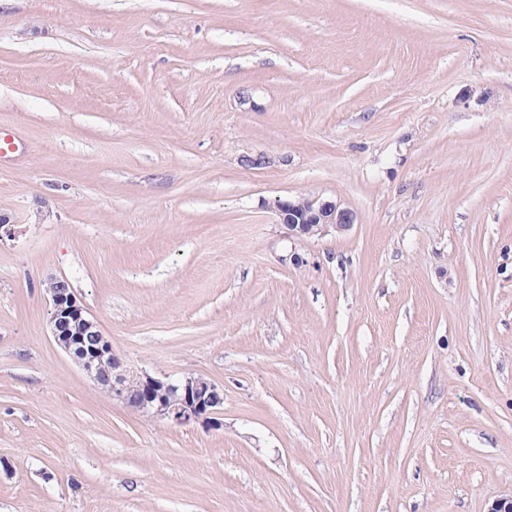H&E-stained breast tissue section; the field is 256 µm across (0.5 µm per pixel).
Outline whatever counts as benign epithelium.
Returning <instances> with one entry per match:
<instances>
[{"label": "benign epithelium", "mask_w": 512, "mask_h": 512, "mask_svg": "<svg viewBox=\"0 0 512 512\" xmlns=\"http://www.w3.org/2000/svg\"><path fill=\"white\" fill-rule=\"evenodd\" d=\"M278 216L288 235L295 237L330 231L342 233L355 223L350 209L310 197L280 203ZM45 292L54 342L113 400L142 415L165 419L177 426L200 423L215 430L223 426L219 415L224 407V390L213 381L195 373L172 379L127 372L111 341L88 315L67 278L49 279Z\"/></svg>", "instance_id": "obj_1"}]
</instances>
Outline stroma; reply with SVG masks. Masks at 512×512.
<instances>
[{"instance_id": "stroma-1", "label": "stroma", "mask_w": 512, "mask_h": 512, "mask_svg": "<svg viewBox=\"0 0 512 512\" xmlns=\"http://www.w3.org/2000/svg\"><path fill=\"white\" fill-rule=\"evenodd\" d=\"M1 129L0 512L512 492V0H0ZM300 196L353 227L289 237ZM55 276L223 428L94 387Z\"/></svg>"}]
</instances>
